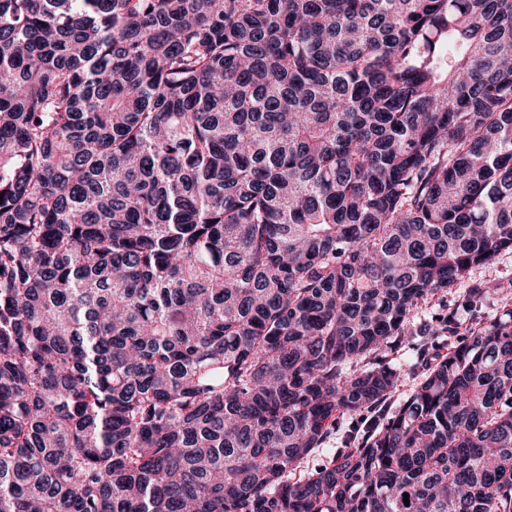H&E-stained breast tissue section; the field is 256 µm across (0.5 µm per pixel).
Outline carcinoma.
<instances>
[{"label":"carcinoma","mask_w":512,"mask_h":512,"mask_svg":"<svg viewBox=\"0 0 512 512\" xmlns=\"http://www.w3.org/2000/svg\"><path fill=\"white\" fill-rule=\"evenodd\" d=\"M0 193V512H512V0H0ZM471 279L509 282L512 279V253L502 254L471 272ZM505 302H500L496 298H490L483 302L477 303L471 309L466 311V323L462 326L463 329L469 326L471 323L478 322L483 319H488L494 316L500 307L504 306Z\"/></svg>","instance_id":"cac0c4a2"}]
</instances>
